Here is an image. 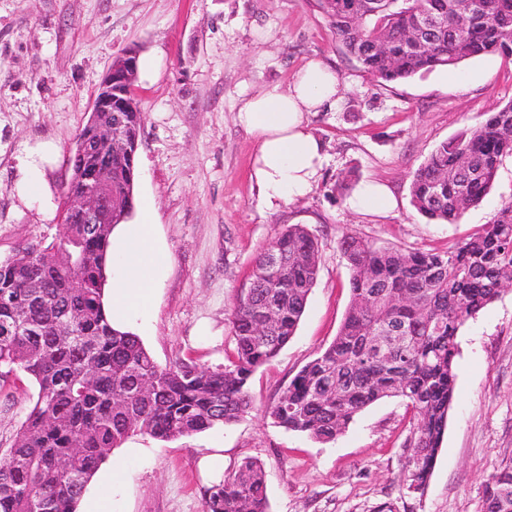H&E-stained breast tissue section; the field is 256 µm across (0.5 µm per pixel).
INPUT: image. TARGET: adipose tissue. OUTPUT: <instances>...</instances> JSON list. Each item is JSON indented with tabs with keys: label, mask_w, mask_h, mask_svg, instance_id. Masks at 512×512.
Instances as JSON below:
<instances>
[{
	"label": "adipose tissue",
	"mask_w": 512,
	"mask_h": 512,
	"mask_svg": "<svg viewBox=\"0 0 512 512\" xmlns=\"http://www.w3.org/2000/svg\"><path fill=\"white\" fill-rule=\"evenodd\" d=\"M338 91L335 72L313 60L299 70L292 85L271 87L239 107L236 119L256 143L251 178L267 209H279L313 190L324 154L307 116L335 103ZM150 214V206H143L139 222L118 224L110 238L112 279L103 306L121 331L153 308L156 283L170 263Z\"/></svg>",
	"instance_id": "adipose-tissue-1"
}]
</instances>
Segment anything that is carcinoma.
Wrapping results in <instances>:
<instances>
[{
  "mask_svg": "<svg viewBox=\"0 0 512 512\" xmlns=\"http://www.w3.org/2000/svg\"><path fill=\"white\" fill-rule=\"evenodd\" d=\"M361 69L397 83L487 54L512 59V0H316ZM439 13L446 33L420 38L417 18ZM122 152L71 150L63 204L107 175L103 223L64 217L47 245L0 261V366L20 368L37 393L0 461V512H76L111 451L134 433L170 440L243 418L249 385L294 336L319 272L317 237L287 226L255 260L247 294L231 310L235 354L219 369L160 366L139 337L112 327L103 308L112 226L134 209L145 113H103ZM512 157V102L441 143L413 174L415 210L457 224ZM350 304L334 340L268 408L274 424L331 442L385 398L413 414L403 489L423 494L453 404L460 329L512 285V202L466 239L440 250L379 247L346 237ZM277 259L279 270L268 261ZM485 512H512V459L484 482ZM204 512H270L263 465L246 459L208 490Z\"/></svg>",
  "mask_w": 512,
  "mask_h": 512,
  "instance_id": "cac0c4a2",
  "label": "carcinoma"
}]
</instances>
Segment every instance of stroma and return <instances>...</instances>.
<instances>
[{"mask_svg":"<svg viewBox=\"0 0 512 512\" xmlns=\"http://www.w3.org/2000/svg\"><path fill=\"white\" fill-rule=\"evenodd\" d=\"M128 50L158 64L135 83L146 115L135 197L151 203L171 253L135 328L157 363L227 364L230 308L256 256L288 225L317 237L320 270L295 335L252 377L250 413L172 441L129 437L111 453L124 467L120 485L100 489L112 512H203L210 484L200 462L212 454L228 472L261 461L270 512H483L484 480L512 459V289L460 331L455 400L424 496L402 488L412 419L400 400L370 405L329 443L274 426L266 410L340 328L350 302L342 237L444 250L512 200L510 157L459 223L428 221L410 197L413 172L440 143L512 101V60L488 54L383 84L336 41L314 0H0V259L61 233L69 149L107 69ZM311 59L340 78L335 105L309 117L325 162L310 194L272 212L250 178L255 143L236 114L245 99L287 87ZM39 142L57 157L41 171L45 195L26 198L19 158ZM369 180L389 186L392 210L350 207ZM35 395L23 371L0 376V455Z\"/></svg>","mask_w":512,"mask_h":512,"instance_id":"1","label":"stroma"}]
</instances>
